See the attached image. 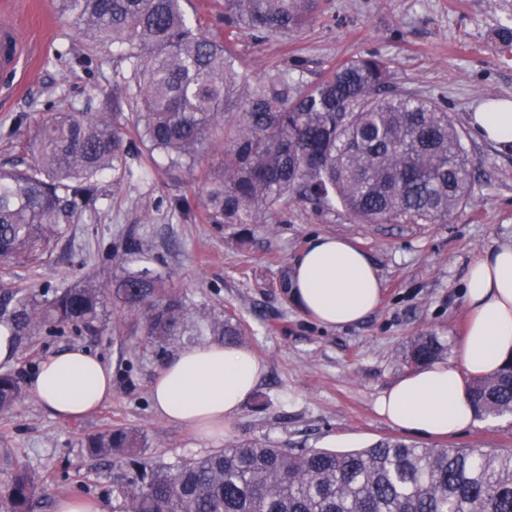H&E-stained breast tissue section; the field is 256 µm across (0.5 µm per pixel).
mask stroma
Segmentation results:
<instances>
[{
	"label": "stroma",
	"instance_id": "obj_1",
	"mask_svg": "<svg viewBox=\"0 0 512 512\" xmlns=\"http://www.w3.org/2000/svg\"><path fill=\"white\" fill-rule=\"evenodd\" d=\"M19 28L29 45L28 64L15 77L17 91L0 93V166L30 160L29 128L51 113L76 110L95 116L123 97L121 68L101 63L55 0H12L0 24ZM512 27V0H322L311 23L282 38L239 36L236 52L253 79L291 66L303 82L329 67L373 54L387 61L397 87L441 103L475 160L471 193L445 223L361 224L343 209L319 212L292 202L277 224H228L214 229L195 201L209 168L221 155L205 151L195 172L164 157L135 158V173L120 186L100 180L93 216L67 227L53 252L33 266H1L0 294L65 288L88 277L109 280L118 269L112 245L127 230L139 237L144 262L185 297L194 316L235 313L247 326L244 345L265 373L224 436L204 439L159 417L151 386L164 362L187 348L175 339L164 348L142 340L136 324L123 335L90 336L45 329L18 343L0 374L19 380L48 356L81 346L112 370V397L89 416H53L32 396L0 415V446L11 448L35 473L68 470L69 480L46 485L34 512H55L57 500L79 496L112 512V483L129 471L123 455L89 461L88 437L113 427L138 432L140 460L172 464L243 440L290 448H365L399 429L375 409L382 390L415 366L411 341L435 337L442 359L458 360L467 322L462 288L470 263L484 250L512 241V152L481 139L469 116L489 99H512V47L500 30ZM25 126H18V119ZM192 201L187 217L173 214L179 199ZM347 238L366 251L383 281L377 309L361 323L327 329L302 315L280 280L310 240ZM426 448L512 451V415L479 419L445 438L418 437Z\"/></svg>",
	"mask_w": 512,
	"mask_h": 512
}]
</instances>
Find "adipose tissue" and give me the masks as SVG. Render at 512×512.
I'll return each instance as SVG.
<instances>
[{
    "label": "adipose tissue",
    "instance_id": "obj_1",
    "mask_svg": "<svg viewBox=\"0 0 512 512\" xmlns=\"http://www.w3.org/2000/svg\"><path fill=\"white\" fill-rule=\"evenodd\" d=\"M470 123L483 139L512 148V100L480 105ZM291 295L307 318L341 329L379 305L382 283L368 255L347 239L316 236L293 266ZM463 300L468 320L459 362L435 361L381 391L375 407L391 425L442 438L477 419L466 381L512 361V242L480 254L469 266ZM264 372L248 349L208 343L174 354L151 389L163 418L215 438L253 394ZM28 392L54 416L77 418L112 395V371L95 354L74 347L47 357L26 381Z\"/></svg>",
    "mask_w": 512,
    "mask_h": 512
}]
</instances>
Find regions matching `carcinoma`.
Masks as SVG:
<instances>
[{
    "label": "carcinoma",
    "mask_w": 512,
    "mask_h": 512,
    "mask_svg": "<svg viewBox=\"0 0 512 512\" xmlns=\"http://www.w3.org/2000/svg\"><path fill=\"white\" fill-rule=\"evenodd\" d=\"M90 49L126 64L125 95L112 112L51 114L32 136L24 168L0 169V262L28 264L55 247L63 225L96 211L99 180L130 174L123 105L149 153L194 170L205 144L220 149L199 194L206 219L266 222L290 201L317 211L341 206L356 222L446 221L469 198L474 162L443 105L394 86L374 55L330 67L302 86L286 68L253 81L234 51L191 24L185 0H58ZM320 0H224L232 35L270 37L316 18ZM141 242L112 246L122 273L40 294H4L13 336L43 328L96 334L107 300L138 318L144 340L164 348L205 329L234 345L246 335L231 313L194 320L180 292L135 264ZM442 345L420 336L408 359L425 365ZM23 390L0 375V413ZM478 414H512V365L469 383ZM141 436L117 428L90 437L94 460L135 454ZM47 479L0 448V509L30 512ZM112 512H512V453L421 448L397 438L336 451L240 442L173 465L138 464L112 486Z\"/></svg>",
    "instance_id": "carcinoma-1"
}]
</instances>
